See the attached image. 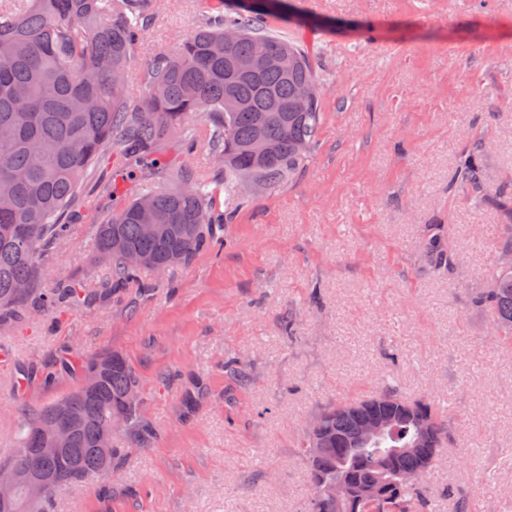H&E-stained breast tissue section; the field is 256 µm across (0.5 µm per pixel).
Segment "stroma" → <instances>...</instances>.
Listing matches in <instances>:
<instances>
[{"label":"stroma","mask_w":512,"mask_h":512,"mask_svg":"<svg viewBox=\"0 0 512 512\" xmlns=\"http://www.w3.org/2000/svg\"><path fill=\"white\" fill-rule=\"evenodd\" d=\"M313 2L315 27L302 36L317 46L324 119L302 175L254 192L221 253L145 272L152 295L132 284L120 301L41 311L0 332L13 354L0 369V457L28 413L77 386L74 355L122 354L159 433L144 448L118 437L112 472L59 487L56 512H305V422L385 377L451 419L428 478L434 512H453L458 494L473 512H512V345L470 302L512 231L498 202L512 198V0ZM157 5L132 57L136 95L154 58L214 12L206 0ZM187 129L197 140L188 164L215 187L224 174L209 128ZM480 136L494 142L482 159L494 198L476 205L450 194L448 179ZM123 165L102 158L79 220L46 261L52 279L89 291L108 280L92 246ZM437 230L455 246L454 271L423 253ZM231 357L246 364L248 386L226 373ZM197 378L205 392L187 417Z\"/></svg>","instance_id":"stroma-1"}]
</instances>
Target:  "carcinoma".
<instances>
[{
    "instance_id": "obj_1",
    "label": "carcinoma",
    "mask_w": 512,
    "mask_h": 512,
    "mask_svg": "<svg viewBox=\"0 0 512 512\" xmlns=\"http://www.w3.org/2000/svg\"><path fill=\"white\" fill-rule=\"evenodd\" d=\"M155 0H0V327L22 319L35 307H90L103 304L145 271L190 264L201 252L224 244V225L249 205L241 185L273 189L293 182L306 168L318 131L321 85L317 51L264 27L276 17L304 30L311 23L295 0H257L242 10L227 6L219 20L199 28L180 46L158 56L142 95H131L128 68L139 30L154 17ZM240 37L224 44V30ZM241 58L265 64L240 73ZM210 127L215 155L224 168V193L232 206L217 214L213 192L182 162L172 168L174 186L142 188L118 207L112 220L97 225L96 257L111 269L102 288L88 292L72 281L45 287V256L72 231L70 208L89 169L108 147L129 162L169 165L162 143L192 119ZM277 151L255 157L258 132ZM490 142L474 140L458 158L448 191L484 202L490 197L482 157ZM159 232L144 234L142 225ZM144 262L130 265L126 250ZM436 267L455 265L453 245L440 236L423 243ZM21 283L24 291L17 290ZM474 303L486 308L494 335L512 342V265H498L490 287ZM139 387L135 370L121 354L104 352L80 365V384L38 409L21 424L15 448L0 468L25 470L33 464L54 482L33 506L18 488L0 512H52L55 490L83 483L112 469L121 449L103 459L99 443L120 423L121 432L141 444L158 432L141 406L126 400ZM317 429L299 442L306 461V512H429L426 476L450 433V420L430 401H410L385 379L371 395L320 408ZM58 417L70 425L61 451L42 456L41 423ZM379 420L384 430L365 440L360 431ZM417 473L414 484L394 473ZM346 481L372 494L338 504L325 488Z\"/></svg>"
}]
</instances>
